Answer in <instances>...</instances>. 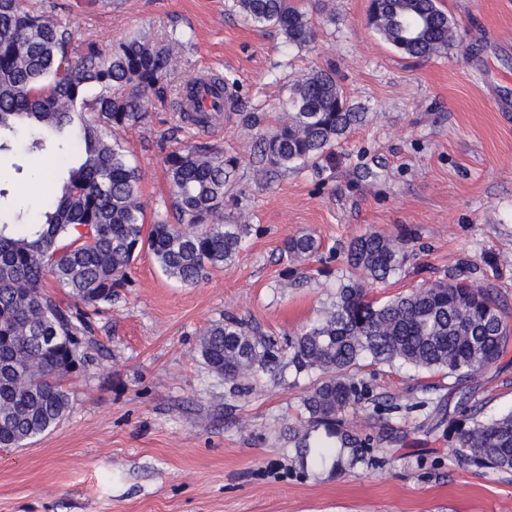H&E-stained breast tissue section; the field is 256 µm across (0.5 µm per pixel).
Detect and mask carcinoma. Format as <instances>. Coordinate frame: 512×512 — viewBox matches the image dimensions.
Instances as JSON below:
<instances>
[{"mask_svg": "<svg viewBox=\"0 0 512 512\" xmlns=\"http://www.w3.org/2000/svg\"><path fill=\"white\" fill-rule=\"evenodd\" d=\"M245 18L271 23L286 41L314 38L295 0H236ZM369 24L396 49L429 58L453 44L457 27L438 0H371ZM74 33L28 11L24 0H0V152L24 141L26 155L46 158L49 199L32 214L9 202L0 188V448H20L56 426L69 409L65 379L69 354L76 370L83 351L72 338L89 330L90 313L112 303L127 285L138 253L148 249L162 273L185 286L230 263L250 225L245 214L224 221V198L239 158L206 147L175 148L164 157L177 223H146L141 174L120 132L145 124L148 102L172 92L170 75L185 48L170 33L156 41L135 34L101 54L90 48L81 61L68 55ZM331 68L294 84L289 107L256 143L253 171L260 177L315 165L364 121ZM321 249L310 234L288 240L292 265ZM355 277L340 284L321 318L284 340L233 315L212 324L198 352L224 377L231 397L249 392L262 372L276 377L318 376L304 398L307 414L288 427V442L305 459L323 448L312 433L324 429L351 449L348 464L362 460L364 442L345 426L366 388L354 370L401 362L473 382L495 364L512 339L508 312L490 286L463 280L435 282L385 303L368 299L366 283L384 282L402 269L400 243L376 233L353 239L346 253ZM71 300L58 302L51 289ZM459 417L435 407L437 425L448 424L455 451L478 469L512 472V412L493 418L458 390Z\"/></svg>", "mask_w": 512, "mask_h": 512, "instance_id": "cac0c4a2", "label": "carcinoma"}]
</instances>
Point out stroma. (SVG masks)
<instances>
[{"instance_id": "1", "label": "stroma", "mask_w": 512, "mask_h": 512, "mask_svg": "<svg viewBox=\"0 0 512 512\" xmlns=\"http://www.w3.org/2000/svg\"><path fill=\"white\" fill-rule=\"evenodd\" d=\"M29 10L108 50L135 33L176 32L192 46L175 83L205 71L235 80L240 105L211 127L178 124L176 98L152 102L148 121L125 132L141 172L148 221L173 219L164 156L184 145L241 161L224 217L245 212L251 231L236 259L193 286L167 278L148 251L129 283L93 315L88 362L70 378V409L21 448L0 449V512H512V472L465 464L447 427L432 428L430 402L456 407L442 372L363 362L367 399L394 404L385 420L358 409L347 425L371 438L364 462L299 465L287 431L304 416L310 379L258 375L247 396L197 353L203 333L231 314L277 338L319 318L348 268L354 237L400 240L402 269L367 289L385 302L450 276L492 286L512 309V0H439L457 24L442 54L417 60L368 24L370 0H303L312 43L244 20L234 0H26ZM334 67L350 104L366 115L319 165L265 180L252 171L262 129L274 126L294 83ZM33 167L0 155V187L36 211L42 190L16 174ZM306 232L322 243L302 287L284 284L283 243ZM490 418L512 411V346L472 385Z\"/></svg>"}]
</instances>
